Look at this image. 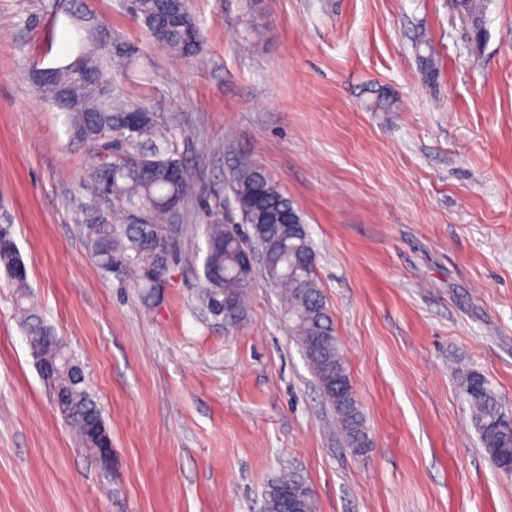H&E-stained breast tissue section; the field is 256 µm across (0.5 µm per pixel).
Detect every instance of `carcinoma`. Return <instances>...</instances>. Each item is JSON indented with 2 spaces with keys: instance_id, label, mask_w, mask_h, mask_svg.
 <instances>
[{
  "instance_id": "obj_1",
  "label": "carcinoma",
  "mask_w": 512,
  "mask_h": 512,
  "mask_svg": "<svg viewBox=\"0 0 512 512\" xmlns=\"http://www.w3.org/2000/svg\"><path fill=\"white\" fill-rule=\"evenodd\" d=\"M476 35L483 32L485 0H465ZM135 17L146 27L155 43L181 58L200 53L203 36L189 8V0H137ZM82 69L105 70L104 53L83 50ZM81 96V109L69 112L73 136L97 148L114 143L119 152L109 160L94 164L87 176L91 197H104L110 210L102 219L84 217L82 236L98 267L112 271L118 267L135 275L144 290V300L157 295L156 283L167 278L171 258V220L195 192L193 180L183 163L173 138L143 106L116 98ZM233 201L243 223L214 220L205 225L206 254L203 262L201 300L215 316L235 321L243 311L254 269L245 264L243 251L256 234H261L269 252L264 275L277 290L291 334L320 388L336 413L348 444L358 448L366 440L365 420L351 383L336 328L325 300L314 282L316 254L308 238L303 215L295 202L259 166L237 167L232 178ZM285 214L304 239V250L288 249V229L274 224L273 215ZM0 262L7 269L18 301L26 299L27 268L19 258L10 235H0ZM305 267L303 276L289 274ZM223 282L235 301V310L212 295L216 281ZM31 354L52 371L54 390L63 395L57 405L66 423L76 432L84 448H102L110 441L107 427L96 430L92 423L102 414L85 385L82 369L66 353L53 329L33 307L22 308ZM474 427L482 448L500 470L512 459V417L479 373L462 381ZM296 498V512H316L314 493L299 473L283 472L268 482L264 492L265 512H286L288 497Z\"/></svg>"
}]
</instances>
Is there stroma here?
Segmentation results:
<instances>
[{
  "label": "stroma",
  "instance_id": "1",
  "mask_svg": "<svg viewBox=\"0 0 512 512\" xmlns=\"http://www.w3.org/2000/svg\"><path fill=\"white\" fill-rule=\"evenodd\" d=\"M85 7L131 51L113 94L169 129L198 195L156 303L99 269L81 234L94 153L32 78L79 54L76 22L65 0H0V226L113 456L103 479L58 412L0 264V512H263L290 467L316 512H512V476L461 389L481 373L512 414V0H487L479 37L451 0H191L204 45L188 59L123 0ZM242 162L303 214L364 447L341 434L263 272L235 324L200 302L204 226L239 223Z\"/></svg>",
  "mask_w": 512,
  "mask_h": 512
}]
</instances>
